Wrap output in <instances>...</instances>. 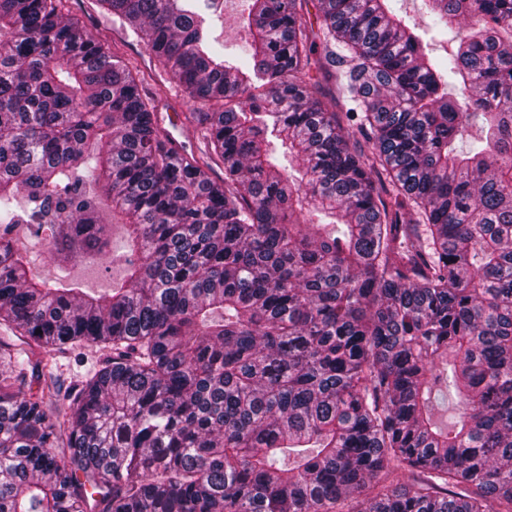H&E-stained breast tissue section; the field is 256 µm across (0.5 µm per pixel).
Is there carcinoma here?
Here are the masks:
<instances>
[{"mask_svg": "<svg viewBox=\"0 0 512 512\" xmlns=\"http://www.w3.org/2000/svg\"><path fill=\"white\" fill-rule=\"evenodd\" d=\"M59 2L0 0V512H512V0H426L444 58L395 0H249L236 60L101 0L215 106L206 156ZM104 204L120 285L31 272L35 220L117 259ZM77 352L78 351L75 353L66 354L59 360V369L57 373L60 376L61 388L58 392V396H56V399L60 418L65 412L68 411L70 404V399L66 397L69 386L76 383L78 380H81L82 377H86L88 373L97 369L99 360L101 358L100 352L95 353L94 350L92 352L86 350V355L83 359V362L79 363L74 359Z\"/></svg>", "mask_w": 512, "mask_h": 512, "instance_id": "carcinoma-1", "label": "carcinoma"}]
</instances>
